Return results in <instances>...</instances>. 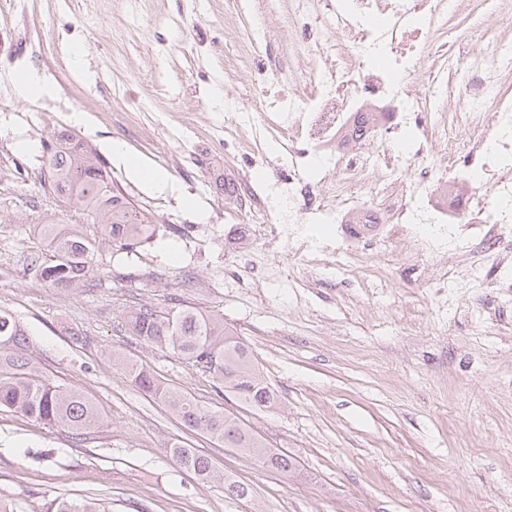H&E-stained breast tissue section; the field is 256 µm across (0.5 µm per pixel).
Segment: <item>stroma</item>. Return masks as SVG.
Instances as JSON below:
<instances>
[{"label":"stroma","instance_id":"stroma-1","mask_svg":"<svg viewBox=\"0 0 512 512\" xmlns=\"http://www.w3.org/2000/svg\"><path fill=\"white\" fill-rule=\"evenodd\" d=\"M95 0H28L35 23L59 31L92 19L64 70L32 74L57 100L93 93L113 112H131L152 135L139 138L91 113L66 114V130L103 157L114 181L158 222L151 242L118 251L97 241L90 280L52 289L26 269L48 258L40 223L71 224L51 194L43 151L53 136L30 112H14V137L0 148V309L27 334L33 374L81 392L99 414L83 436L0 409V499L48 512L54 499L94 498L106 512H512V224L448 227V259L417 253L413 266L382 264L362 244L354 258L331 251L339 228L297 215L311 243L258 245L240 258L225 229L244 223L228 183L247 180L278 194L265 171L287 163L273 142L244 160L235 116L217 96L248 100L258 71L288 58V14L266 18L273 36L240 61L238 45L260 21L253 0H123V21L96 16ZM152 98L142 108L144 98ZM194 122H187V114ZM170 180L159 192L108 153V143ZM199 204L191 210L183 199ZM220 313L246 343L277 406L253 410L216 389L180 356L148 347L118 322L135 304L168 307L169 295ZM85 335L76 342L74 332ZM137 362L209 409L234 414L298 463L290 477L259 469L235 449L185 429L161 401L113 366ZM178 442L218 472L250 484L238 501L216 481L180 468Z\"/></svg>","mask_w":512,"mask_h":512}]
</instances>
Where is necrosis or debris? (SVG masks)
Wrapping results in <instances>:
<instances>
[{
	"label": "necrosis or debris",
	"mask_w": 512,
	"mask_h": 512,
	"mask_svg": "<svg viewBox=\"0 0 512 512\" xmlns=\"http://www.w3.org/2000/svg\"><path fill=\"white\" fill-rule=\"evenodd\" d=\"M462 0H290L288 35L294 54L310 52L316 67L294 75L282 68L273 102L256 99L236 118L250 135V155L262 156L274 140L288 154L287 181L277 201L257 198L240 184L238 199L257 226L278 239L305 243L293 211L349 225L350 239L385 258L395 225L419 233L420 250L448 253L452 224L512 223V37L501 35L492 56L461 51L454 33ZM16 16L0 30V55L42 46L26 21V0H0ZM319 20L332 40L301 37L297 29ZM425 71L412 88L408 76ZM456 153L461 177L429 163ZM323 173L306 177L307 167ZM374 194V201L361 195Z\"/></svg>",
	"instance_id": "4bbe7bcc"
}]
</instances>
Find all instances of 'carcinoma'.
<instances>
[{
	"label": "carcinoma",
	"mask_w": 512,
	"mask_h": 512,
	"mask_svg": "<svg viewBox=\"0 0 512 512\" xmlns=\"http://www.w3.org/2000/svg\"><path fill=\"white\" fill-rule=\"evenodd\" d=\"M48 183L60 200L76 205L83 224L97 226L99 237L120 250L152 239L155 222L137 218V209L112 180L97 152L60 134L46 148ZM41 234L50 248V258L34 259L30 271L49 288H71L82 283L91 271L92 240L82 224H43ZM121 327L150 347L172 351L200 371L211 375L224 393L254 409H271L273 391L263 380L246 344L224 327V317L205 314L189 306L174 305L159 310L140 305L126 311ZM26 334L14 316L0 310V364L24 372L28 362L23 350ZM124 372L141 390L161 400L188 430L203 433L226 448L238 449L257 465L286 475L295 469L288 454L270 448L262 437L245 428L238 417L211 410L178 390L169 388L151 372L131 361L121 362ZM7 408L48 427H62L81 436L98 423L94 406L75 390L28 377L0 382V408ZM166 453L180 467L204 480H220L224 494L237 499L251 495L249 484L219 474L211 460L194 448L175 442ZM52 512H100L92 499L61 498Z\"/></svg>",
	"instance_id": "1"
}]
</instances>
